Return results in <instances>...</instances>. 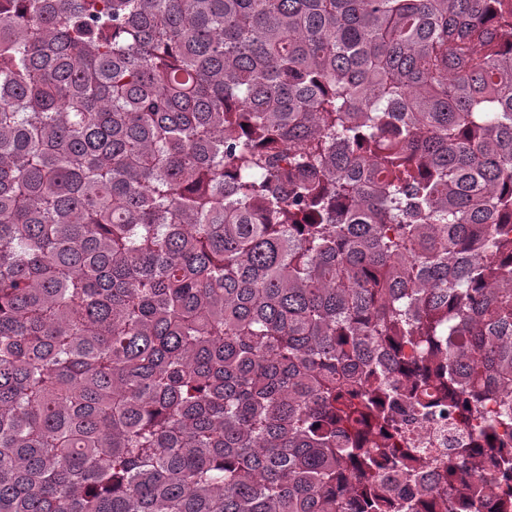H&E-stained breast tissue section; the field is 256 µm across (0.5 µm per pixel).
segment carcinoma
<instances>
[{
  "instance_id": "carcinoma-1",
  "label": "carcinoma",
  "mask_w": 512,
  "mask_h": 512,
  "mask_svg": "<svg viewBox=\"0 0 512 512\" xmlns=\"http://www.w3.org/2000/svg\"><path fill=\"white\" fill-rule=\"evenodd\" d=\"M477 465L512 512V0H0V512H459ZM458 419L428 421L412 424L408 427L412 441L410 448H448V439L461 435L462 428Z\"/></svg>"
}]
</instances>
